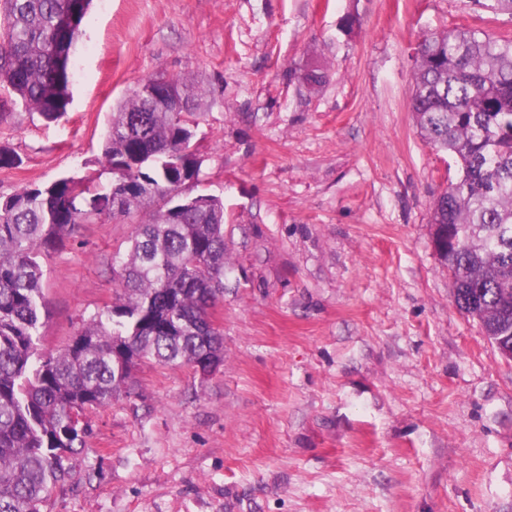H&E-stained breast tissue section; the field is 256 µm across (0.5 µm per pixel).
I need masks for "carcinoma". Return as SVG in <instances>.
<instances>
[{"label": "carcinoma", "mask_w": 512, "mask_h": 512, "mask_svg": "<svg viewBox=\"0 0 512 512\" xmlns=\"http://www.w3.org/2000/svg\"><path fill=\"white\" fill-rule=\"evenodd\" d=\"M91 0H0V91L48 122L68 105L71 51ZM410 108L422 137L454 159L457 180L431 224L456 307L512 353V38L466 27L424 37ZM106 127L100 172L0 197V512H40L68 480L92 428L87 413L134 394L151 360L207 375L224 362L214 314L224 297V201L170 193L199 182L184 152L210 90L202 78L141 81ZM114 175L108 183L102 172ZM135 221L112 304L62 350L41 349L42 255L81 224Z\"/></svg>", "instance_id": "obj_1"}]
</instances>
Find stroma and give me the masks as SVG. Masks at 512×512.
I'll return each mask as SVG.
<instances>
[{"instance_id": "stroma-1", "label": "stroma", "mask_w": 512, "mask_h": 512, "mask_svg": "<svg viewBox=\"0 0 512 512\" xmlns=\"http://www.w3.org/2000/svg\"><path fill=\"white\" fill-rule=\"evenodd\" d=\"M456 26L512 38L473 0H93L66 114L4 107L0 196L97 169L141 79L202 75L189 192L224 199V362L139 365L41 512H512V359L453 303L430 218L455 172L410 109L415 47ZM131 232L44 256V351L112 303Z\"/></svg>"}]
</instances>
